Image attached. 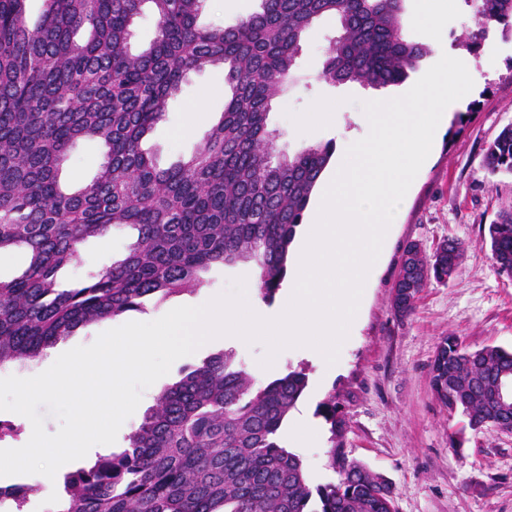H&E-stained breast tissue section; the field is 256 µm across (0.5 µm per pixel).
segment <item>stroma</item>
<instances>
[{"label": "stroma", "instance_id": "stroma-1", "mask_svg": "<svg viewBox=\"0 0 512 512\" xmlns=\"http://www.w3.org/2000/svg\"><path fill=\"white\" fill-rule=\"evenodd\" d=\"M447 3L444 24L433 28L421 21L427 0H405L402 32L423 44L428 54L405 83L396 86L373 89L319 79L336 31L333 19L321 21L303 40L296 78L273 101L268 114V127L278 134L277 150L286 157L309 146L361 137L362 102L404 94L442 54L466 57L474 86L457 101L427 165L414 180L334 368L326 369L299 347L281 351L271 370L260 365L266 355L263 343H239L235 349L259 381L291 370L306 373L307 389L289 416L307 418L323 436L316 442L290 441L286 447L301 459L311 486L339 480L333 466L338 451L392 483L395 512H512V432L472 430L464 416L449 413L437 401L429 383L430 362L443 336L455 334L472 350L512 349V278L498 273L484 242L488 224L502 211H512V174L491 175L482 167L486 146L512 124V32L489 28L479 47H471L464 30L477 28L479 17L464 0ZM259 6V0H204L197 22L233 26ZM228 96L223 67L190 73L180 92L170 98L164 119L144 141L157 165L166 168L193 153L221 117ZM317 106L332 113V121L298 131L294 117ZM102 156L100 141H76L62 167V181L74 188L89 182ZM134 237L130 228L117 226L105 238L88 239L80 245L76 260L59 271V281L75 284L87 272L124 258ZM451 238L464 247L454 273L447 282H431L419 293L413 313L399 316L393 306V286L405 246L413 241L430 254ZM238 277L255 280L249 267L213 266L197 292L165 300L153 296L140 310L79 327L42 357L0 369V377L37 375L62 353L93 344L107 330L131 321L150 322L175 307L217 296ZM224 347V340L217 338L176 360L167 375L144 391L116 441L92 447L86 462L126 449L129 435L155 405L157 394L179 381L185 369L200 365ZM329 403L345 420L338 439L332 437L322 414Z\"/></svg>", "mask_w": 512, "mask_h": 512}]
</instances>
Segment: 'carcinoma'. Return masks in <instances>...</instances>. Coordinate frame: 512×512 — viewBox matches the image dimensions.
<instances>
[{
    "mask_svg": "<svg viewBox=\"0 0 512 512\" xmlns=\"http://www.w3.org/2000/svg\"><path fill=\"white\" fill-rule=\"evenodd\" d=\"M29 26L26 0H0V252L21 248L29 265L0 280V368L35 359L73 330L141 308L142 299L193 293L213 265L249 262L270 302L287 273L288 248L333 145L276 153L267 115L294 79L301 39L315 21L336 17L340 33L319 78L380 88L404 82L428 53L407 40L404 0H260L234 26L202 28L201 0H44ZM481 19L512 30V0H465ZM150 4L156 35L138 54L131 27ZM222 65L231 96L196 151L160 169L141 148L192 71ZM101 140L96 176L77 191L59 172L74 142ZM483 167L512 173V125L487 146ZM114 225L137 231L127 255L61 288L56 272L79 245ZM491 259L512 277V213L488 225ZM462 243L432 255L403 251L402 271L419 286L394 296L401 316L431 280H448ZM512 377V350L470 351L450 334L430 364L436 399L485 428L501 406L495 380ZM302 371L262 383L227 348L165 389L129 437L63 477L57 512H395L392 485L365 466L339 459L340 480L311 488L301 460L280 443L281 427L303 396ZM37 489L10 494L23 512Z\"/></svg>",
    "mask_w": 512,
    "mask_h": 512,
    "instance_id": "1",
    "label": "carcinoma"
}]
</instances>
